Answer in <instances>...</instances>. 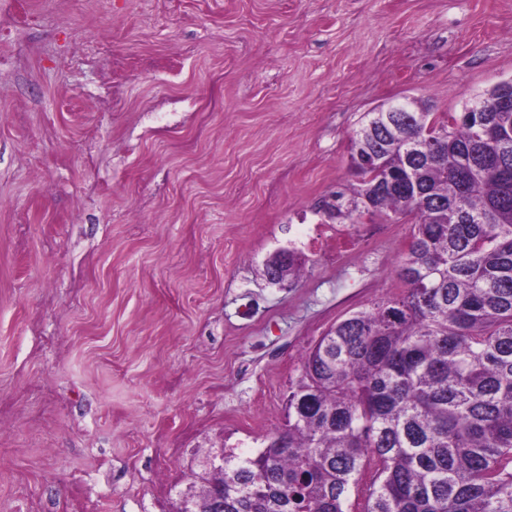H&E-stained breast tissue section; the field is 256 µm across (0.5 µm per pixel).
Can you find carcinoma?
<instances>
[{
    "label": "carcinoma",
    "instance_id": "cac0c4a2",
    "mask_svg": "<svg viewBox=\"0 0 512 512\" xmlns=\"http://www.w3.org/2000/svg\"><path fill=\"white\" fill-rule=\"evenodd\" d=\"M506 112H368L324 217L411 224L402 294L336 321L303 356L282 428L222 448L174 512H512V83ZM281 250L271 283L300 275Z\"/></svg>",
    "mask_w": 512,
    "mask_h": 512
}]
</instances>
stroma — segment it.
<instances>
[{
	"mask_svg": "<svg viewBox=\"0 0 512 512\" xmlns=\"http://www.w3.org/2000/svg\"><path fill=\"white\" fill-rule=\"evenodd\" d=\"M510 78L512 0H0V512H73L87 472L94 512H170L184 425L259 447L301 353L401 290L409 225L306 246L364 113ZM301 262L294 251L280 250L270 257L264 265V276L268 282L280 283L295 280L300 275Z\"/></svg>",
	"mask_w": 512,
	"mask_h": 512,
	"instance_id": "obj_1",
	"label": "stroma"
}]
</instances>
